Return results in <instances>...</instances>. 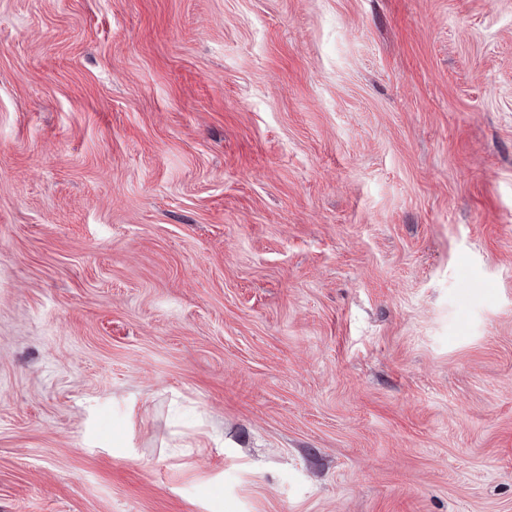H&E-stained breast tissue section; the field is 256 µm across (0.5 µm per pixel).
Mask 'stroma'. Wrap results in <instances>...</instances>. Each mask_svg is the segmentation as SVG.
Segmentation results:
<instances>
[{
	"label": "stroma",
	"mask_w": 512,
	"mask_h": 512,
	"mask_svg": "<svg viewBox=\"0 0 512 512\" xmlns=\"http://www.w3.org/2000/svg\"><path fill=\"white\" fill-rule=\"evenodd\" d=\"M0 512H512V0H0Z\"/></svg>",
	"instance_id": "stroma-1"
}]
</instances>
